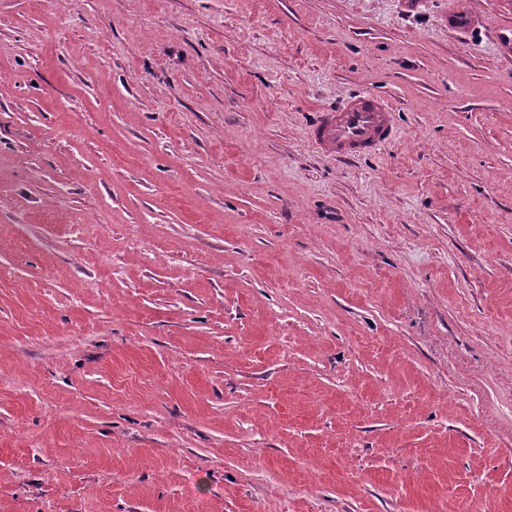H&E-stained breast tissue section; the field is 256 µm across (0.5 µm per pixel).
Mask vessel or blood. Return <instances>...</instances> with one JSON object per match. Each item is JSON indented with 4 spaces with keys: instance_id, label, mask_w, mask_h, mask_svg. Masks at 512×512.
Returning <instances> with one entry per match:
<instances>
[{
    "instance_id": "1",
    "label": "vessel or blood",
    "mask_w": 512,
    "mask_h": 512,
    "mask_svg": "<svg viewBox=\"0 0 512 512\" xmlns=\"http://www.w3.org/2000/svg\"><path fill=\"white\" fill-rule=\"evenodd\" d=\"M397 134L391 105L365 96L323 112L312 128L314 144L339 157L376 152Z\"/></svg>"
}]
</instances>
